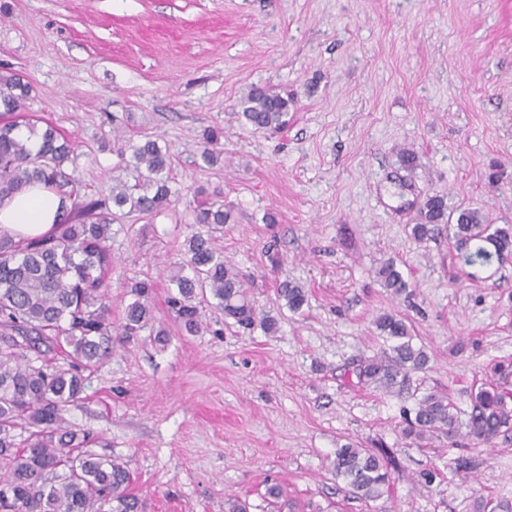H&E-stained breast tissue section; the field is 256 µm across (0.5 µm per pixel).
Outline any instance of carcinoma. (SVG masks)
Here are the masks:
<instances>
[{"label": "carcinoma", "instance_id": "obj_1", "mask_svg": "<svg viewBox=\"0 0 512 512\" xmlns=\"http://www.w3.org/2000/svg\"><path fill=\"white\" fill-rule=\"evenodd\" d=\"M31 92L18 73L0 68V201L41 183L70 207L47 236L16 240L0 230V512H140L138 498L128 491L126 466L86 450L90 431L68 423L64 415L81 401L84 372L108 354L112 331L128 341L152 322L156 283L148 278L130 283L133 301L122 322L112 325L108 242L114 218L82 193L76 144L49 123L38 127L40 119L27 109ZM239 105L241 117L254 128L281 131L288 127L295 101L252 86ZM220 136V130L209 127L199 139L201 160L209 166L221 159ZM117 155L133 182L120 180L112 186V206L146 218L168 208L167 151L146 136L127 142ZM192 204L197 230L184 241L186 260L171 275L175 291L166 298L173 323L187 334L200 333L206 303L249 328L257 311L246 280L214 246V233L229 218L223 196L199 189ZM419 216L411 228L413 237L426 241L444 227L467 265H487L512 254V224H487L477 210L460 211L451 224L443 195L426 197ZM378 277L391 294H408L393 262L383 263ZM277 295L293 313L308 302L307 290L288 280L279 283ZM375 325L388 345L358 364V383L399 396L408 390L412 374L426 368L429 356L413 343L405 318L384 313ZM68 347V366L34 364L32 355ZM510 429L512 396L497 382L472 396L464 423L447 396L423 394L406 414L402 434L418 440L440 434L453 444L464 430L491 445ZM332 467L361 498L377 500L392 492L399 463L385 448L349 442L336 449Z\"/></svg>", "mask_w": 512, "mask_h": 512}]
</instances>
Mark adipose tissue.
<instances>
[{
  "instance_id": "adipose-tissue-1",
  "label": "adipose tissue",
  "mask_w": 512,
  "mask_h": 512,
  "mask_svg": "<svg viewBox=\"0 0 512 512\" xmlns=\"http://www.w3.org/2000/svg\"><path fill=\"white\" fill-rule=\"evenodd\" d=\"M60 206L53 192L40 185L29 187L0 201V228L17 239L49 234Z\"/></svg>"
}]
</instances>
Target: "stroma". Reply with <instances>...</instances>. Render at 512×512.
Returning a JSON list of instances; mask_svg holds the SVG:
<instances>
[{
    "mask_svg": "<svg viewBox=\"0 0 512 512\" xmlns=\"http://www.w3.org/2000/svg\"><path fill=\"white\" fill-rule=\"evenodd\" d=\"M0 65L32 85L29 111L78 144L90 198L128 178L116 132L171 155L178 200L114 221L109 241L113 322L128 284L149 278L168 340L114 344L67 414L94 434L93 452L127 466L143 512H227L230 498L249 512L512 503V431L491 448L401 433L416 396L447 394L467 415L493 366L512 361V259L467 266L447 233L411 235L435 193L451 212L512 224V0H0ZM253 85L294 94L285 130L239 118ZM208 127L223 131L212 167L197 153ZM200 187L223 191L230 218L215 245L277 333L211 307L197 336L170 319L166 270L184 259ZM388 260L411 297L383 288ZM286 279L308 291L302 313L277 299ZM383 313L406 317L430 355L399 397L343 378L382 348ZM347 442L394 454L392 495L367 501L335 477ZM460 457L470 470H456ZM425 468L433 482L419 481Z\"/></svg>",
    "mask_w": 512,
    "mask_h": 512,
    "instance_id": "35a3bbf8",
    "label": "stroma"
}]
</instances>
